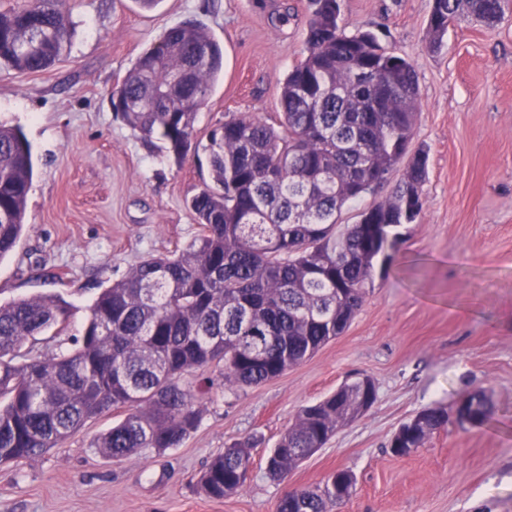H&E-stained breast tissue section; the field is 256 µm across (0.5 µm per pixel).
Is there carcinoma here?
Segmentation results:
<instances>
[{"mask_svg": "<svg viewBox=\"0 0 512 512\" xmlns=\"http://www.w3.org/2000/svg\"><path fill=\"white\" fill-rule=\"evenodd\" d=\"M512 0H433L426 47L437 50L448 24L495 26ZM341 0H310L305 52L280 85L271 121L231 117L202 150L213 185L189 201L200 231L186 249L152 255L101 289L80 336L62 350L70 303L59 294L0 302V463L61 446L93 418L124 417L96 443L122 459L179 447L198 427L200 395L215 387L257 386L283 375L339 336L363 306L374 263L411 224L427 178V153L408 164L393 197L336 232L343 209L379 185L407 154L418 81L406 58L386 51L369 31L348 34ZM73 30L65 0H21L0 10V69L40 72L60 61ZM224 67L222 47L198 23L167 29L112 89L122 119L157 136L181 159L197 106ZM192 71V94L173 88ZM31 146L18 127L0 126V259L14 251L32 183ZM56 328L52 336L45 335ZM27 350H22L23 346ZM59 348L50 357L40 348ZM187 374L194 384L183 385ZM376 398L367 376L304 407L266 461L281 481ZM460 424L494 413L482 391L465 395ZM442 407L417 413L392 440L393 454L420 448L448 424ZM248 441L215 455L200 491L236 493L251 466ZM295 488L277 512H326L330 485Z\"/></svg>", "mask_w": 512, "mask_h": 512, "instance_id": "cac0c4a2", "label": "carcinoma"}]
</instances>
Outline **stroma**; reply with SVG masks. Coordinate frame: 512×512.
Listing matches in <instances>:
<instances>
[{
    "label": "stroma",
    "instance_id": "1",
    "mask_svg": "<svg viewBox=\"0 0 512 512\" xmlns=\"http://www.w3.org/2000/svg\"><path fill=\"white\" fill-rule=\"evenodd\" d=\"M433 0H342L346 33L373 32L414 66L419 104L412 150L426 149L415 223L376 262L348 328L282 376L201 401V420L177 448L121 460L98 436L122 411L95 418L61 447L0 465V512H276L289 489L351 471L350 499L327 512H512V11L495 27L453 23L425 45ZM74 34L61 62L38 73L0 69V123L31 144L34 176L15 250L0 260V299L56 293L80 334L99 287L144 258L188 247L199 226L186 202L211 184L200 142L233 116L267 119L305 49L309 0H67ZM200 22L224 48V75L197 114L183 159L117 115L110 101L141 52L168 28ZM370 377L373 405L280 482L266 459L299 411ZM484 389L494 415L448 422L398 457L401 424L454 409ZM250 441L240 491L200 493L212 457Z\"/></svg>",
    "mask_w": 512,
    "mask_h": 512
}]
</instances>
